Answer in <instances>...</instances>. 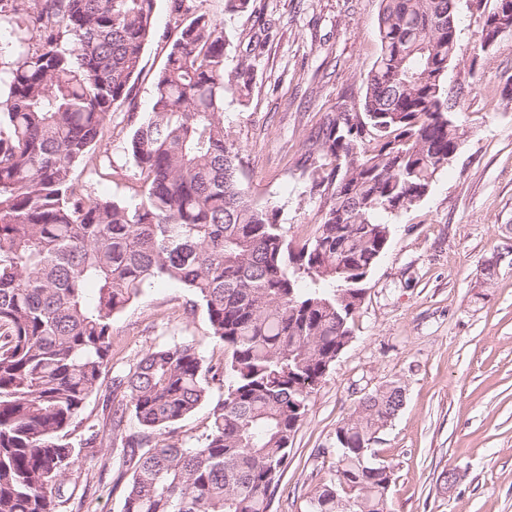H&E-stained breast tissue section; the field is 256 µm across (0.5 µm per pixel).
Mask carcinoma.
<instances>
[{
	"label": "carcinoma",
	"mask_w": 512,
	"mask_h": 512,
	"mask_svg": "<svg viewBox=\"0 0 512 512\" xmlns=\"http://www.w3.org/2000/svg\"><path fill=\"white\" fill-rule=\"evenodd\" d=\"M155 0H0L21 35L0 58V512H58L78 463L66 437L97 393L112 322L143 289L176 281L204 306L228 356L191 344L147 351L119 385L110 445L129 473L122 512H270L310 398L352 336L387 217L425 197L459 152L448 99L456 0H381L380 53L360 103L312 140L313 236L289 239L280 210L253 201L224 130V99L249 94L253 66L226 80V38L205 0L185 17L129 149L143 190L91 199L73 170L93 161L155 34ZM222 379L198 445L181 423ZM392 382L336 429L335 478L310 512H388L387 467L370 440L405 402ZM131 412L142 433L122 435Z\"/></svg>",
	"instance_id": "obj_1"
}]
</instances>
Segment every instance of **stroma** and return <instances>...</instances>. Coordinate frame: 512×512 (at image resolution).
Listing matches in <instances>:
<instances>
[{
	"label": "stroma",
	"mask_w": 512,
	"mask_h": 512,
	"mask_svg": "<svg viewBox=\"0 0 512 512\" xmlns=\"http://www.w3.org/2000/svg\"><path fill=\"white\" fill-rule=\"evenodd\" d=\"M471 2L458 0V52L448 68L464 143L429 194L393 218L353 336L294 437L272 512H310L316 486L335 474L337 427L362 397L394 381L405 403L374 445L393 472L391 512H512V101L503 96L512 35L475 54L479 14L495 0ZM204 8L224 29L228 68L244 56L254 68L247 99L224 102L242 186L279 208L288 237L308 236L321 202L302 166L307 140L343 103H357L380 51V0H257L252 13L205 0ZM154 12L158 35L140 77L115 106L95 165L73 172L91 196L130 202L141 192L128 142L181 27L171 0H155ZM490 259L497 275L487 284L481 269ZM181 343L208 361L224 357L202 304L179 283L155 282L114 319L102 386L71 428L79 468L59 512H121L123 460L89 438L112 427V402L123 396L115 379L148 350Z\"/></svg>",
	"instance_id": "stroma-1"
}]
</instances>
